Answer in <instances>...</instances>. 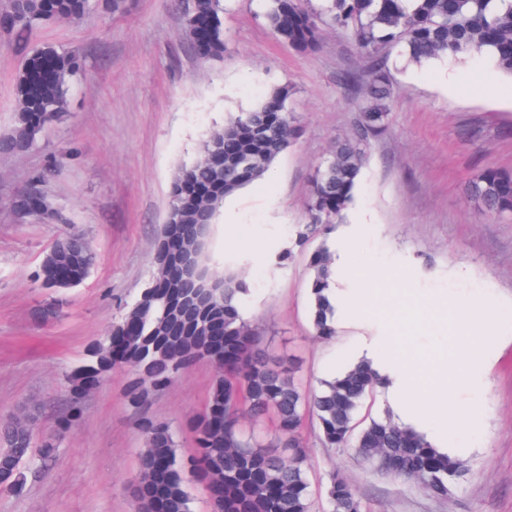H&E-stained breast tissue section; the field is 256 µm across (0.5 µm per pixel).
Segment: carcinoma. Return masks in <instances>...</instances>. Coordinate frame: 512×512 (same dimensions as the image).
<instances>
[{
  "label": "carcinoma",
  "mask_w": 512,
  "mask_h": 512,
  "mask_svg": "<svg viewBox=\"0 0 512 512\" xmlns=\"http://www.w3.org/2000/svg\"><path fill=\"white\" fill-rule=\"evenodd\" d=\"M186 32L202 57H224L223 0H184ZM89 9L88 0H17L9 5L15 19L12 34L20 39L47 22L75 23ZM263 17L274 34L301 52L319 44L320 25L350 34L364 63L349 71L344 84L362 97L361 119L354 137L336 145L331 164H321L312 181L308 209L311 221L297 225L292 249L303 248L327 234L353 200L365 150L371 138L389 128L393 97L391 61L422 64L441 57L479 55L512 76V0H327L320 8L311 0H264ZM82 69L79 57L52 45L31 49L15 82L16 109L12 135L37 140L55 115L64 111L70 83ZM300 133L290 107V89H269L252 108L203 140L199 158L175 176L170 199L178 223L163 242L165 257L153 256L154 275L137 298L112 324V345L95 342L90 356L68 376L74 393L70 411L54 428L34 440L20 421L0 424V464L13 471L7 491L26 485L31 457L44 467L58 453L57 438L80 419L82 395L98 387L118 365L134 368L125 398L134 409L167 388L175 376L201 358L218 366L207 413L194 424L195 456L176 453L171 426L144 418L140 429L146 448L131 489L141 512H192L186 490L189 478L207 480L215 489L214 512H317L307 477V451L300 428L305 415L315 420L322 443L330 448L354 441L362 457L381 472L411 480L439 499L453 495L468 474L456 456L439 450L410 423L394 420L390 410L363 424L358 413L364 400L389 381L362 358L307 392L296 379L297 364L272 358L244 318L250 286L236 272L224 271V297L190 305L182 271L175 258L194 257L210 280L209 248L199 243L195 224L210 209L215 222L225 197L261 179ZM471 201L486 215L512 214V173L489 169L470 184ZM334 256L321 244L310 261V321L320 338L336 335V307L330 298ZM275 421L270 441L244 428L266 417ZM326 512H367L349 482L332 476Z\"/></svg>",
  "instance_id": "obj_1"
}]
</instances>
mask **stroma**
<instances>
[{
	"mask_svg": "<svg viewBox=\"0 0 512 512\" xmlns=\"http://www.w3.org/2000/svg\"><path fill=\"white\" fill-rule=\"evenodd\" d=\"M223 22L224 58L210 62L186 33L179 0H126L123 10L46 24L21 41L0 36V135L14 126L15 78L30 49L49 44L83 60L66 112L36 146L0 152V421L31 413L41 429L66 409L68 374L152 278L175 175L196 160L210 129L277 85L290 88L302 133L265 178L224 199L235 222L213 228V269H232L249 283L246 319L271 356L297 361L304 388L361 359L358 331L330 339L312 331L308 252L286 262L279 255L295 225L309 221L317 166L355 129L362 102L343 77L362 64L349 36L332 26H324L312 53L279 40L261 0H224ZM49 164L54 171L43 190L55 220L16 214L12 197ZM488 169L512 172V78L482 60L397 67L389 129L371 141L353 202L325 241L335 246L351 225L369 223L373 234L358 266L389 259L425 294L488 282L499 314L512 317V217L482 216L466 195ZM69 229L84 235L98 261L78 287L42 288V260ZM245 244L267 251L269 263L252 264ZM52 300L61 314L47 321L41 310ZM130 374L115 367L84 397V415L63 434L56 460L31 465L22 494L0 491V512H137L129 485L145 446L143 414L169 423L181 457L194 455L190 424L205 407L215 365L196 362L141 412L123 397ZM301 431L318 504L336 474L369 512H512V339L499 343L483 442L465 457L471 475L450 499L380 473L354 446L323 447L311 417Z\"/></svg>",
	"mask_w": 512,
	"mask_h": 512,
	"instance_id": "1",
	"label": "stroma"
}]
</instances>
